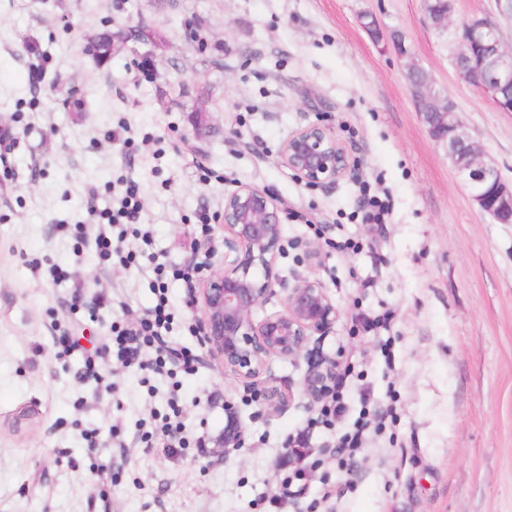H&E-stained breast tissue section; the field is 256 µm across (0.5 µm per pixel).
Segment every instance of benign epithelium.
I'll return each instance as SVG.
<instances>
[{
    "mask_svg": "<svg viewBox=\"0 0 512 512\" xmlns=\"http://www.w3.org/2000/svg\"><path fill=\"white\" fill-rule=\"evenodd\" d=\"M437 27L448 24L453 0H424ZM454 68L501 112H512V50L503 48L496 27L472 20L462 26ZM408 80L431 136L448 143V160L466 182L472 201L498 224H512V186L498 166L478 159L454 103L435 93L423 70L410 67ZM280 163L295 178L315 187H330L347 176L357 160L349 146L323 122L299 125L282 142ZM282 213L267 189L238 183L224 196L218 229L224 257L202 265L195 289L200 313V343L224 373L257 384L273 358L301 361L305 369L298 393L267 384L258 393L262 406L283 410L300 401L310 407L325 399L341 367L340 356L323 350L339 311L321 280L297 275L284 281L275 260L282 251ZM279 297L280 308L257 319L254 313ZM245 428L234 423L224 433L225 450L244 446Z\"/></svg>",
    "mask_w": 512,
    "mask_h": 512,
    "instance_id": "obj_1",
    "label": "benign epithelium"
}]
</instances>
